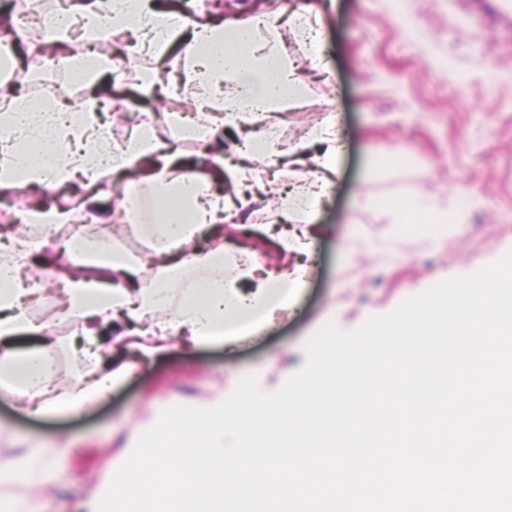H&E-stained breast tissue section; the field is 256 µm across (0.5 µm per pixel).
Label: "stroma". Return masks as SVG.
<instances>
[{
	"label": "stroma",
	"instance_id": "35a3bbf8",
	"mask_svg": "<svg viewBox=\"0 0 512 512\" xmlns=\"http://www.w3.org/2000/svg\"><path fill=\"white\" fill-rule=\"evenodd\" d=\"M490 2L320 0L327 51L316 66L282 23L281 47L304 79L301 97L280 107L289 139L319 153L308 132L328 115L345 136L295 303L231 348L173 342L76 415L35 418L0 394V452L23 454L61 439L71 446L46 494L32 492L41 480L36 461L26 481L7 486L19 512H80L79 501L96 494L167 408L209 407L248 374L262 392H276L303 366L306 340L326 322L356 329L512 250V18L493 14ZM153 64L139 55L111 77L126 88L127 109L155 114L159 132L173 137L163 116L183 113L188 95L135 92L139 70ZM420 192L447 208V231L392 222V203ZM268 222L265 202H251L225 222L224 241L280 262Z\"/></svg>",
	"mask_w": 512,
	"mask_h": 512
}]
</instances>
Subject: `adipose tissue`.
Returning <instances> with one entry per match:
<instances>
[{"mask_svg":"<svg viewBox=\"0 0 512 512\" xmlns=\"http://www.w3.org/2000/svg\"><path fill=\"white\" fill-rule=\"evenodd\" d=\"M282 10L268 8L246 20L222 24L207 12L196 17L160 8L156 0H69L63 10L44 14L40 30L46 45L59 48L73 36L97 43L122 36L129 51L144 47L163 58L181 44L184 80L202 88L195 98V115L184 123L188 138L200 143L217 169L231 183L265 185L252 174L257 155L281 156L277 130L245 149L234 165L224 162V128L239 129L265 116L272 107L296 96L302 82L279 51L274 34ZM106 123L92 104L72 112L54 104L35 105L10 94L0 84V191L38 187L51 192L77 185L83 207L97 209L106 177L122 173L119 212L124 223L150 242L152 274L132 282L135 266L129 256L108 248L111 221H100L97 233L66 247L81 265L60 274V291L41 287L27 277L35 242L18 238L0 245V389L14 395L35 416L77 413L106 396L134 371L131 362L108 358L107 342L123 343L144 360L166 352L174 340L189 345L231 340L256 326L277 306L287 305L302 282L301 267L267 268L247 255L236 278L224 276L230 255L221 238L231 198L214 191L194 171L173 142L153 127L118 143L106 136ZM69 142V155L59 158L56 145ZM312 142L321 144L298 190L281 196L275 212L281 252L293 257L313 254L316 213L338 173L343 136L335 124L315 128ZM154 206L152 223L143 221L144 203ZM399 224L441 226L448 212L431 196L418 194L393 206ZM211 232L216 242L201 249L197 241ZM48 300L63 308L72 337L82 339L76 357L83 368L68 382H59L47 346L14 347L24 335L41 337L43 321L28 311L30 299Z\"/></svg>","mask_w":512,"mask_h":512,"instance_id":"adipose-tissue-1","label":"adipose tissue"}]
</instances>
